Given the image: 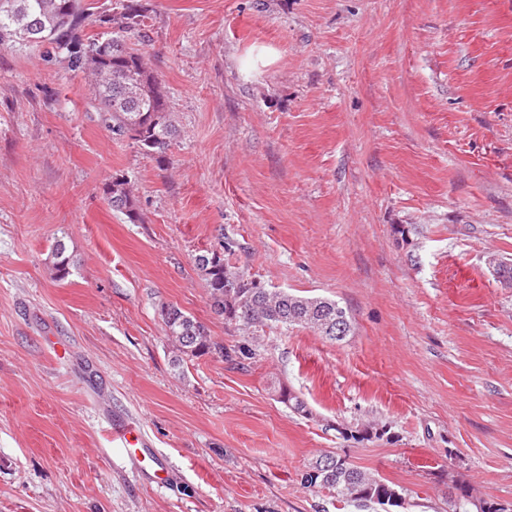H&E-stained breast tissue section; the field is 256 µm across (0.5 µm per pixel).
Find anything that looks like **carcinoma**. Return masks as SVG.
Returning <instances> with one entry per match:
<instances>
[{
  "label": "carcinoma",
  "instance_id": "1",
  "mask_svg": "<svg viewBox=\"0 0 512 512\" xmlns=\"http://www.w3.org/2000/svg\"><path fill=\"white\" fill-rule=\"evenodd\" d=\"M89 4L85 0H4L0 2V48H45L68 54L70 68L86 76L92 86V101L112 133L130 139L147 154L162 155L171 146L176 133L172 109L159 78L144 64L140 54L127 46L125 35L139 25L141 5L127 0L122 11L102 20L115 28L110 34L114 44H102L98 38L84 33ZM66 15L69 21L61 24ZM38 22L44 39L27 42L15 39L17 32ZM112 209L129 219L137 218L125 182L112 180L104 188ZM63 240L55 241L54 269L59 279L69 274V258ZM208 295L210 310L242 330L257 326L287 330L304 328L331 341H337L336 312L348 316L336 301L307 297L281 289L264 288L245 273L224 265L220 252L207 251L194 258ZM166 332L185 356L216 353L229 356L224 345L213 340L204 324L174 305L162 307ZM281 402L294 412L304 414V401L284 387L279 388ZM336 455L325 453L312 461L301 476L307 488L328 490L346 505L353 504L361 491H377L390 484L347 461L329 464Z\"/></svg>",
  "mask_w": 512,
  "mask_h": 512
}]
</instances>
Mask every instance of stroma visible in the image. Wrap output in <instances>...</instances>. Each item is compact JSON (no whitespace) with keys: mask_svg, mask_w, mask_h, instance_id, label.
Wrapping results in <instances>:
<instances>
[{"mask_svg":"<svg viewBox=\"0 0 512 512\" xmlns=\"http://www.w3.org/2000/svg\"><path fill=\"white\" fill-rule=\"evenodd\" d=\"M138 2L165 157L112 134L65 52L0 49V512H350L301 482L323 453L400 512H446L452 475L512 504V286L488 268L512 262V0ZM225 242L351 334L244 337L194 267ZM166 304L227 357L177 361ZM129 419L160 477L105 439ZM122 179L116 178L104 188L105 197L113 210L125 213L129 219H136L129 192Z\"/></svg>","mask_w":512,"mask_h":512,"instance_id":"35a3bbf8","label":"stroma"}]
</instances>
